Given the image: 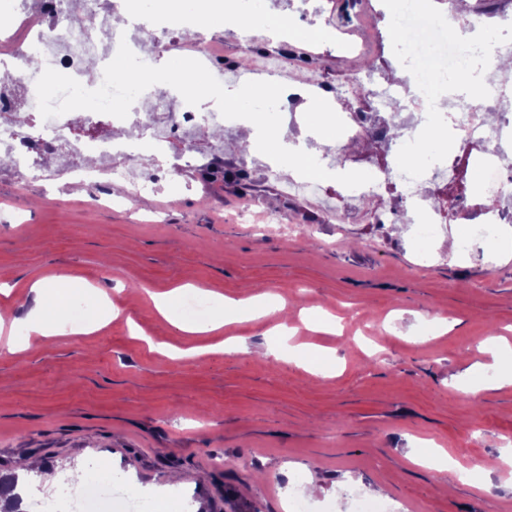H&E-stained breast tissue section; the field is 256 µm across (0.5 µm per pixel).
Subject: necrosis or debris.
Wrapping results in <instances>:
<instances>
[{
	"mask_svg": "<svg viewBox=\"0 0 512 512\" xmlns=\"http://www.w3.org/2000/svg\"><path fill=\"white\" fill-rule=\"evenodd\" d=\"M108 28L106 45H99L97 32ZM36 51L37 69L26 65L29 51ZM134 58L140 79L129 82L112 70L114 57ZM94 61L95 77L84 81L87 61ZM0 66L4 78L20 85L21 94L0 96V153L16 167L31 173L41 170L44 159L62 153L76 155L68 167L72 180L108 189L113 180H130L122 165L129 156L154 159L156 154L180 145L187 157H194L193 137L210 123L236 124L237 112H198L185 106L179 112H123L120 104L138 101L153 86L155 59L136 52L124 29L113 26L111 15L102 12L100 0H77L76 9L63 8L54 24H29L23 41L10 32L0 33ZM508 78L491 80L488 98L455 103L453 127L457 141L475 150L474 160L484 183L485 194L497 199L512 198V161L507 160L485 121L494 107L506 103ZM81 97L85 113L74 112V97ZM404 97L415 111L413 122L404 126V140L415 138L426 122L427 100L416 84L387 88L376 96L379 106H389ZM126 128L124 139L114 138L113 129ZM448 169L433 164L421 177L403 174L396 159L374 167L363 181L345 186L348 200H371L394 185L409 201L417 220L416 238L422 259H429L433 242L447 233L444 211L431 202V185L447 181ZM158 503L143 496L129 495L119 476L112 471L90 475L79 492L61 489L57 497L34 500L30 512H157Z\"/></svg>",
	"mask_w": 512,
	"mask_h": 512,
	"instance_id": "4bbe7bcc",
	"label": "necrosis or debris"
}]
</instances>
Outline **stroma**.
I'll return each mask as SVG.
<instances>
[{"instance_id": "stroma-1", "label": "stroma", "mask_w": 512, "mask_h": 512, "mask_svg": "<svg viewBox=\"0 0 512 512\" xmlns=\"http://www.w3.org/2000/svg\"><path fill=\"white\" fill-rule=\"evenodd\" d=\"M342 4L324 0V32L352 31L357 54L320 55L316 26L301 22L277 81L333 92L354 85L348 107L367 112L358 88L367 62L385 74L397 59L381 49L384 21L372 16L371 0L349 20ZM265 35L254 23L208 30L221 63L209 77L264 84V60L248 39ZM241 57L245 66L234 67ZM241 139V127L223 129L200 166L185 165L178 146L156 161L130 160L159 190L126 206L130 183L113 182V204L101 205L93 189L65 176L22 180L0 160V310L15 315L0 326V475L40 460L55 484L31 476L23 491L51 496L71 468L96 462L132 491H181L191 512H287L295 482L317 485L315 512H352L356 491L396 512H512V466L485 469L512 454V385L464 390L473 364L498 371L486 338L512 342V256L479 240L452 252L441 240L424 264L414 225L395 231L403 224L397 189L376 204L338 199L345 177H364L396 140L360 152L315 145L346 167L311 198L283 194L270 158L242 150ZM251 201L272 205L276 223L243 218ZM328 202L345 211L343 225L326 222ZM52 277L87 310L105 295L120 315L86 334L8 352L33 308L31 284ZM187 282L233 299L268 291L284 307L186 335L161 319L149 295ZM315 306L335 317V331L304 322L303 309ZM436 316L446 329L435 328ZM280 324L293 329V343L328 353L335 371L314 376L306 362L254 356ZM230 336L243 337L251 353L221 351ZM427 444L472 470V482L417 464Z\"/></svg>"}]
</instances>
